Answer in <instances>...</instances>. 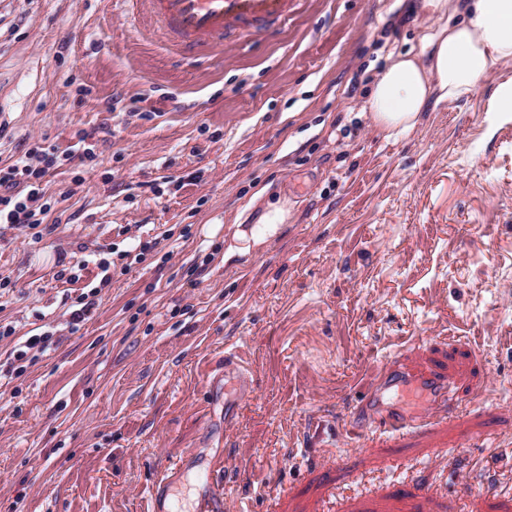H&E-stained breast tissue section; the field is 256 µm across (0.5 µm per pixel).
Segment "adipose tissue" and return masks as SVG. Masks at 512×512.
Here are the masks:
<instances>
[{
	"label": "adipose tissue",
	"instance_id": "obj_1",
	"mask_svg": "<svg viewBox=\"0 0 512 512\" xmlns=\"http://www.w3.org/2000/svg\"><path fill=\"white\" fill-rule=\"evenodd\" d=\"M435 15L422 50L390 55L375 79L367 118L383 137L414 128L423 113L468 97L499 63L512 60V0H422Z\"/></svg>",
	"mask_w": 512,
	"mask_h": 512
}]
</instances>
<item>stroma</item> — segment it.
<instances>
[{
	"label": "stroma",
	"mask_w": 512,
	"mask_h": 512,
	"mask_svg": "<svg viewBox=\"0 0 512 512\" xmlns=\"http://www.w3.org/2000/svg\"><path fill=\"white\" fill-rule=\"evenodd\" d=\"M432 24L301 0L183 60L119 0H0V169L62 160L39 230L0 224V512H151L176 462L189 508L221 460L223 512H512V121L489 110L512 61L391 139L363 115ZM261 188L290 218L225 260ZM231 354L253 387L230 422ZM403 358L456 380L455 413L356 441Z\"/></svg>",
	"instance_id": "35a3bbf8"
}]
</instances>
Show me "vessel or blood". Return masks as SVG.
I'll use <instances>...</instances> for the list:
<instances>
[{
  "instance_id": "obj_1",
  "label": "vessel or blood",
  "mask_w": 512,
  "mask_h": 512,
  "mask_svg": "<svg viewBox=\"0 0 512 512\" xmlns=\"http://www.w3.org/2000/svg\"><path fill=\"white\" fill-rule=\"evenodd\" d=\"M299 0H143L145 12L156 30L173 47L181 50L222 46L227 37L247 38L276 32L298 8ZM454 382L445 374L424 369L413 371L400 361H392L359 395L361 406H368L383 395L418 393L406 409L380 410L374 415L373 431H407L455 410L451 397ZM203 481L210 494L193 512H223L224 492L214 484L212 472Z\"/></svg>"
}]
</instances>
